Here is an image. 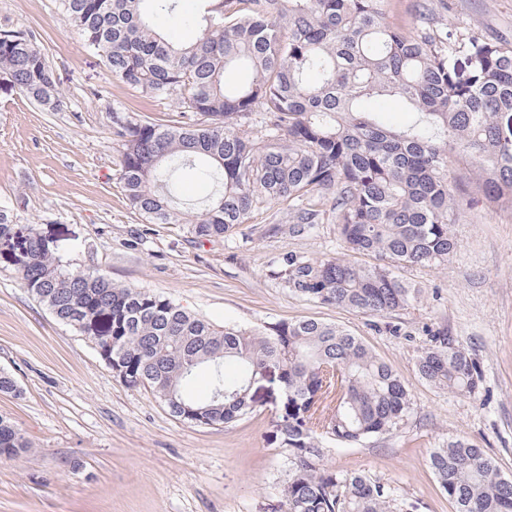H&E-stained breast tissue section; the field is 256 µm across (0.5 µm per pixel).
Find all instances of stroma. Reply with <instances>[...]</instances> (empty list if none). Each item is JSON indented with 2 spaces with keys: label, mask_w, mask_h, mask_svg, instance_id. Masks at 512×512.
<instances>
[{
  "label": "stroma",
  "mask_w": 512,
  "mask_h": 512,
  "mask_svg": "<svg viewBox=\"0 0 512 512\" xmlns=\"http://www.w3.org/2000/svg\"><path fill=\"white\" fill-rule=\"evenodd\" d=\"M449 26L479 27L512 44V0H445ZM0 25L32 31L63 93L46 110L0 87V205L57 244L72 263L114 283L170 298L215 325L259 329L316 319L348 329L404 377L410 410L394 430L355 445L323 444L325 463L398 490L403 512H452L427 467L439 443L462 437L512 480V206L471 194L447 262L399 269L419 294L374 315L294 295L269 270L287 252L342 257L334 217L290 233L287 202L258 204L230 235L192 241L180 224H150L119 181L114 114L178 120L177 96L151 99L112 76L84 47L60 0H0ZM441 328L474 357L475 394L436 388L416 371L428 330ZM0 369L19 395L0 394L31 448L0 458V512H285V399L256 390L257 410L226 426L172 417L149 391L128 387L94 343L60 324L23 288L0 245Z\"/></svg>",
  "instance_id": "stroma-1"
}]
</instances>
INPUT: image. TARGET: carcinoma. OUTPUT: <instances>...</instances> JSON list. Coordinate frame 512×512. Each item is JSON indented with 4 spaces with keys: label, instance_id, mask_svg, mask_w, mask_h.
<instances>
[{
    "label": "carcinoma",
    "instance_id": "1",
    "mask_svg": "<svg viewBox=\"0 0 512 512\" xmlns=\"http://www.w3.org/2000/svg\"><path fill=\"white\" fill-rule=\"evenodd\" d=\"M199 19L180 0H61L84 45L112 75L155 99L179 95L181 121L162 125L115 116L122 140L119 176L130 205L150 224H185L197 241L245 223L261 202L288 201L301 233L323 221V201L353 254L380 263L312 260L285 254L271 276L300 297L370 314L396 312L416 296L398 279L403 265L448 260L451 226L469 190L453 162L479 170L475 192L512 204V44L477 27L448 28L429 0L407 28L385 18L384 0H204ZM171 19L198 28L173 43L158 30ZM242 65L237 88L225 71ZM0 74L51 110L62 93L37 41L0 28ZM397 95L416 114L405 129L385 122L374 101ZM260 112L266 133L253 135ZM177 174L223 191L205 206L179 207ZM0 244L12 247L22 286L59 322L107 353L130 387L149 390L171 416L222 426L255 411L251 380L272 370L286 396L281 444L288 449L286 512H401L397 490L323 463L320 439L356 444L396 427L410 408L404 378L359 337L314 319L259 329L217 327L167 297L117 285L94 267L75 266L35 234L21 235L0 207ZM416 368L436 388L474 392L476 362L459 341L429 331ZM342 380L336 403L324 367ZM29 448L0 416V458ZM428 466L452 512H512V481L483 449L450 439Z\"/></svg>",
    "mask_w": 512,
    "mask_h": 512
}]
</instances>
